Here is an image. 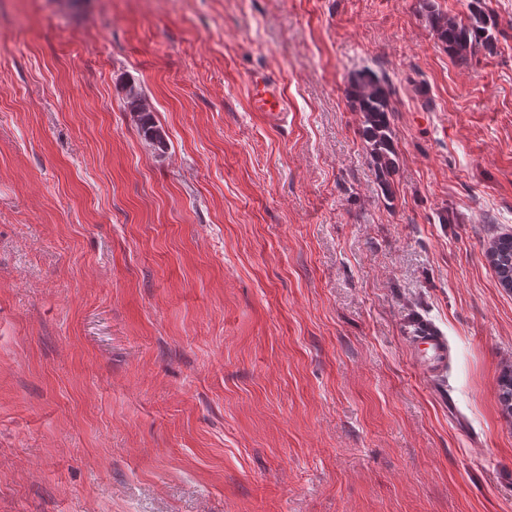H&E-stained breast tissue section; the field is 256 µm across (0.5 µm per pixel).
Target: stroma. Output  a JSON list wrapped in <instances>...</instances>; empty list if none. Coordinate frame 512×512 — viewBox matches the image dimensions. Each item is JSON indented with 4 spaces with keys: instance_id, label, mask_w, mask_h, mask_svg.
I'll return each instance as SVG.
<instances>
[{
    "instance_id": "obj_1",
    "label": "stroma",
    "mask_w": 512,
    "mask_h": 512,
    "mask_svg": "<svg viewBox=\"0 0 512 512\" xmlns=\"http://www.w3.org/2000/svg\"><path fill=\"white\" fill-rule=\"evenodd\" d=\"M468 3L6 0L0 512H512L487 257L512 234V0L462 64L425 7ZM365 69L391 91L384 184L344 93ZM421 323L451 348L438 383ZM253 105L258 112L280 115L284 112V100L275 86V77L269 71L256 70L249 74ZM125 98L129 112H133L137 118L143 138L156 150L163 152L167 148V133L154 121L152 113L145 104L142 90L135 85H129L125 89ZM413 363L427 378L439 377L448 371L450 348L448 338L435 328L422 325L411 336Z\"/></svg>"
}]
</instances>
